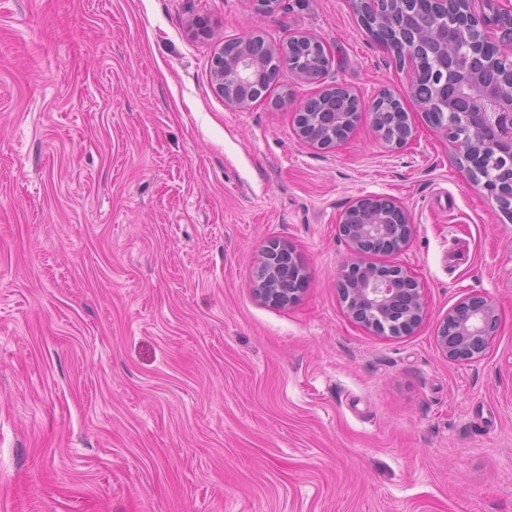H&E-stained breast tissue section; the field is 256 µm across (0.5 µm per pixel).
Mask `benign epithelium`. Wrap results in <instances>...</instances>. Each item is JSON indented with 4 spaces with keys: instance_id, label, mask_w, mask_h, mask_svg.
I'll return each instance as SVG.
<instances>
[{
    "instance_id": "7a95c632",
    "label": "benign epithelium",
    "mask_w": 512,
    "mask_h": 512,
    "mask_svg": "<svg viewBox=\"0 0 512 512\" xmlns=\"http://www.w3.org/2000/svg\"><path fill=\"white\" fill-rule=\"evenodd\" d=\"M396 8L380 13V0H352L359 14H371L385 26H400L402 12L412 0H395ZM455 0H430L435 22L426 31L412 33V42L433 47V107L443 120L434 123L456 151V159L475 183L490 193L498 208L512 209V85L488 83L471 66L458 62L456 47L465 42L497 46L483 61L484 67L512 77V39H504L488 29L478 0H467L468 10L452 12ZM253 37L234 38L236 50L224 54L219 47L210 65L211 86L228 106L244 109L258 100L252 94L259 72L267 70L272 82L284 73L307 83H321L324 66L330 61L328 48L316 37L297 32L279 44L265 42L266 54L251 51ZM340 93L343 107L331 114L307 111V101L295 108L294 124L306 144L328 149L349 137L363 117L362 101L350 88L333 85L321 88L315 98ZM339 232L348 241L352 261L338 282L346 312L354 321L379 335L399 336L412 332L426 315V305L418 281L397 265L378 266L364 260L367 255L394 254L410 242L413 225L399 203L389 197L371 195L357 199L341 216ZM306 272L286 244L274 243L261 251L251 291L262 303L284 306L303 288ZM494 304L485 296L462 298L441 320L437 343L452 361L480 360L497 329Z\"/></svg>"
}]
</instances>
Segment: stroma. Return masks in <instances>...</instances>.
Returning <instances> with one entry per match:
<instances>
[{
  "instance_id": "stroma-1",
  "label": "stroma",
  "mask_w": 512,
  "mask_h": 512,
  "mask_svg": "<svg viewBox=\"0 0 512 512\" xmlns=\"http://www.w3.org/2000/svg\"><path fill=\"white\" fill-rule=\"evenodd\" d=\"M293 32L329 49L325 84L399 97L415 140L366 117L304 144L318 87L288 76L245 110L214 94L224 40ZM408 82L350 0H0V512H512V220ZM366 195L413 226L408 335L340 296ZM275 240L307 273L285 307L250 288ZM471 294L497 330L452 361L436 325Z\"/></svg>"
}]
</instances>
